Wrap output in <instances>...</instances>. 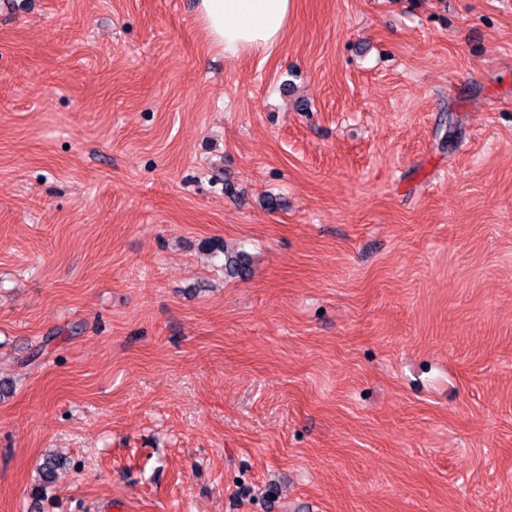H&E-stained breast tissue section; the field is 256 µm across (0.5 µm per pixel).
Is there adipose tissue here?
Segmentation results:
<instances>
[{
  "instance_id": "ef3b65f1",
  "label": "adipose tissue",
  "mask_w": 512,
  "mask_h": 512,
  "mask_svg": "<svg viewBox=\"0 0 512 512\" xmlns=\"http://www.w3.org/2000/svg\"><path fill=\"white\" fill-rule=\"evenodd\" d=\"M294 0H197L196 15L225 57L275 47L288 26Z\"/></svg>"
}]
</instances>
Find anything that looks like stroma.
<instances>
[{"label":"stroma","mask_w":512,"mask_h":512,"mask_svg":"<svg viewBox=\"0 0 512 512\" xmlns=\"http://www.w3.org/2000/svg\"><path fill=\"white\" fill-rule=\"evenodd\" d=\"M195 4L0 0V512H512V0ZM293 8L294 0H197L196 15L212 44L236 58L275 47ZM60 467V462L54 458H46L40 466L39 483L30 490V497L34 501L35 506H40V502L44 499L46 490L57 481Z\"/></svg>","instance_id":"1"}]
</instances>
